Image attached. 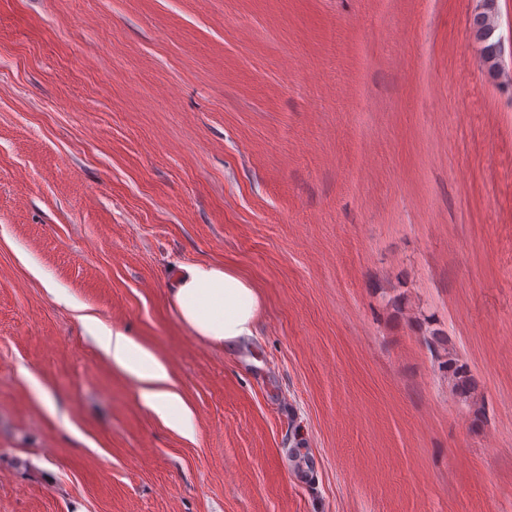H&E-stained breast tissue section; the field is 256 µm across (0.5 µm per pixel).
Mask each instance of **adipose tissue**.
Instances as JSON below:
<instances>
[{
    "mask_svg": "<svg viewBox=\"0 0 512 512\" xmlns=\"http://www.w3.org/2000/svg\"><path fill=\"white\" fill-rule=\"evenodd\" d=\"M179 323L202 341L227 349L241 346L256 334L262 298L246 277L218 264L178 266L169 297ZM86 329L95 336L113 366L140 383L143 403L184 435L195 430L191 411L168 387L165 365L126 330Z\"/></svg>",
    "mask_w": 512,
    "mask_h": 512,
    "instance_id": "ef3b65f1",
    "label": "adipose tissue"
}]
</instances>
